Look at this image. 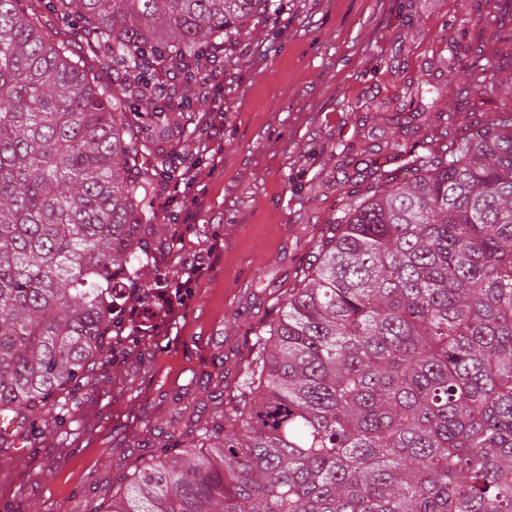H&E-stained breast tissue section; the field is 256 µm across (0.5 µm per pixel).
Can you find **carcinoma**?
<instances>
[{"label": "carcinoma", "mask_w": 512, "mask_h": 512, "mask_svg": "<svg viewBox=\"0 0 512 512\" xmlns=\"http://www.w3.org/2000/svg\"><path fill=\"white\" fill-rule=\"evenodd\" d=\"M273 0H48L115 64L107 84L0 0V412L17 429L112 353L129 289L156 268L150 194L178 178L189 116L138 70L229 43ZM503 104L410 176L352 198L256 334L236 394L91 512H512V73Z\"/></svg>", "instance_id": "cac0c4a2"}]
</instances>
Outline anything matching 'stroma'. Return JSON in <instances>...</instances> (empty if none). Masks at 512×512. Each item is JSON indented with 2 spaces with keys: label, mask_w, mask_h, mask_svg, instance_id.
Segmentation results:
<instances>
[{
  "label": "stroma",
  "mask_w": 512,
  "mask_h": 512,
  "mask_svg": "<svg viewBox=\"0 0 512 512\" xmlns=\"http://www.w3.org/2000/svg\"><path fill=\"white\" fill-rule=\"evenodd\" d=\"M225 50L219 160L181 136L206 194L163 268L206 256L191 299L160 327H128L118 356L69 391L71 411L43 433L0 448V512L89 510L189 421L225 409L255 332L278 310L316 244L376 170L404 175L391 138L437 144L473 121L458 92L467 46L492 33L483 0H283ZM444 117L422 125L418 108Z\"/></svg>",
  "instance_id": "35a3bbf8"
}]
</instances>
